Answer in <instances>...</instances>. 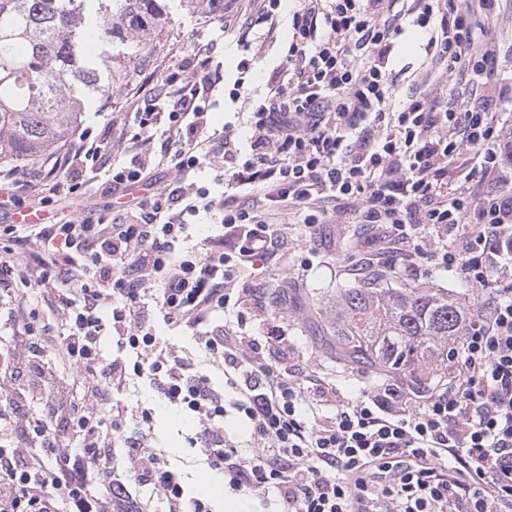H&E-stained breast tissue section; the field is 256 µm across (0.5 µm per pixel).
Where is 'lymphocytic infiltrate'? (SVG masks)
<instances>
[{
  "instance_id": "1",
  "label": "lymphocytic infiltrate",
  "mask_w": 512,
  "mask_h": 512,
  "mask_svg": "<svg viewBox=\"0 0 512 512\" xmlns=\"http://www.w3.org/2000/svg\"><path fill=\"white\" fill-rule=\"evenodd\" d=\"M499 2L233 0L225 33L242 49L263 40L282 53L259 91L247 85L249 59L237 65L229 97L248 116L245 138L229 124L210 133L223 76L216 43H199L173 50L149 98L131 101L118 139L83 133L28 171L0 166L17 208L77 199L104 168L113 191L146 189L116 214L0 225V289L19 301L0 358V438L11 441L0 445V512H143L129 480L167 512H213L187 494L182 470L125 436L114 395L135 375L192 417L195 461L233 494L273 497L278 512H512V135L499 116L512 103L499 64L512 45L490 36ZM408 26L432 68L465 72L467 102L418 90L398 98L391 65ZM168 170L174 181L159 185ZM287 216L378 242L345 273L463 275L480 305L448 348L446 383L314 394L262 352L287 349L284 327L259 340L240 334L252 269L288 254ZM200 224L208 235H196ZM30 288L56 295L57 331L24 304ZM226 314L235 327L220 323ZM159 318L190 333L201 363L157 333ZM107 329L121 350L110 359L99 348ZM46 348L56 366L40 361ZM60 366L70 378H58ZM213 368L231 397L214 388ZM23 396L44 400L45 417L27 413ZM231 412L246 421L248 445L226 438ZM106 426L125 437L121 465L105 450Z\"/></svg>"
}]
</instances>
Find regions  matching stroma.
Listing matches in <instances>:
<instances>
[{
    "instance_id": "35a3bbf8",
    "label": "stroma",
    "mask_w": 512,
    "mask_h": 512,
    "mask_svg": "<svg viewBox=\"0 0 512 512\" xmlns=\"http://www.w3.org/2000/svg\"><path fill=\"white\" fill-rule=\"evenodd\" d=\"M168 24L159 44L153 48L143 73L161 69L173 47L192 48L194 44L218 41L224 52V78L233 82L237 77L236 65L242 56H249L257 75H264L280 61L278 48L270 43L255 42L248 54H241L235 44L225 41L220 29L219 15L211 7L210 0H167ZM420 37L416 29L406 28L396 47L395 66L399 95H406L410 82L426 83L432 95L456 89L467 92L464 80L455 73L427 75L422 64ZM348 227L344 224L321 225L314 237L300 238L296 256H312L313 266L299 278H291L288 267L280 263L264 265L255 272L253 284L257 289L263 310L261 316L270 323H279L282 310H289L288 335L291 345L288 362L301 373H316L322 380L336 384L347 397L356 395L369 373L354 364L340 366L328 341L321 336V329L330 310L337 289L347 287L352 275L343 271L349 265V254L344 238ZM129 409L149 407L153 410L152 425L137 424L128 419L127 433L146 435L149 444L163 450L166 457L181 459L190 453L187 438L193 432V424L181 411L167 406L145 381H137L119 393ZM213 471L197 467L191 469L188 481L191 495L212 502L216 512H272L271 506L256 499H246L229 492H212L207 488L214 479Z\"/></svg>"
}]
</instances>
